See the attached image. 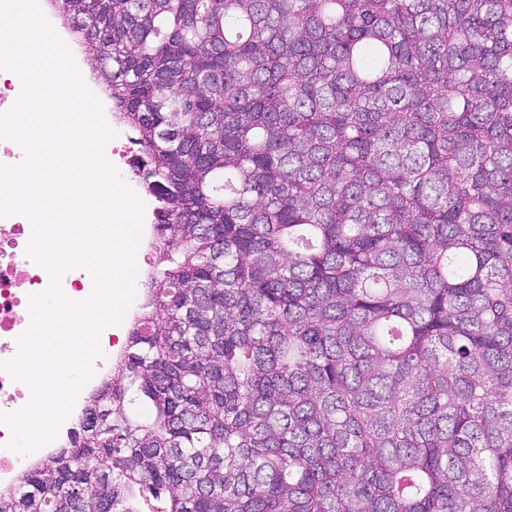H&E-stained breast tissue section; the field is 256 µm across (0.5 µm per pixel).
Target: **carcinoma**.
Returning <instances> with one entry per match:
<instances>
[{"label":"carcinoma","mask_w":512,"mask_h":512,"mask_svg":"<svg viewBox=\"0 0 512 512\" xmlns=\"http://www.w3.org/2000/svg\"><path fill=\"white\" fill-rule=\"evenodd\" d=\"M49 2L160 210L0 512H512V0ZM130 320L131 316L126 313L121 325L113 326V331L112 326H109L102 331L100 335L102 336L100 346L103 355L94 363L95 376L79 393L71 415L61 427L59 436L53 443L37 450L34 453L23 456L4 446L10 438V432L5 426H0L1 490L12 489L22 473L33 462L57 456L62 453L64 448H68L71 445L74 435L80 429L81 423L85 417V409L89 396L100 387L106 378L108 363L112 356V347L117 344L114 337L119 339V344L115 347V356L112 358V361L119 354L126 341ZM115 333L120 334V336Z\"/></svg>","instance_id":"cac0c4a2"}]
</instances>
